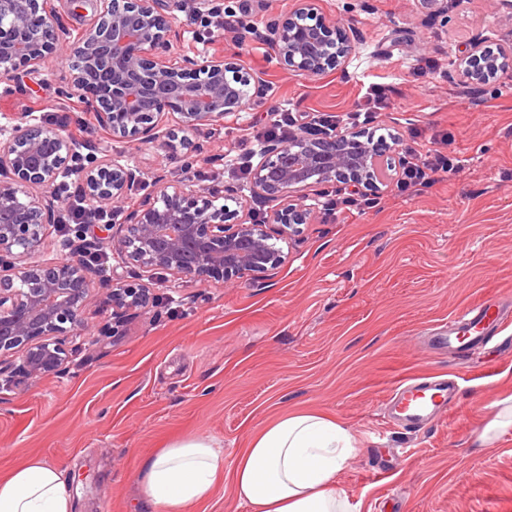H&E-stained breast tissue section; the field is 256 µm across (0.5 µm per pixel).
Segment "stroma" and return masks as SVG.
Here are the masks:
<instances>
[{"instance_id": "stroma-1", "label": "stroma", "mask_w": 512, "mask_h": 512, "mask_svg": "<svg viewBox=\"0 0 512 512\" xmlns=\"http://www.w3.org/2000/svg\"><path fill=\"white\" fill-rule=\"evenodd\" d=\"M74 41L94 0H51ZM241 11L255 33L201 42L200 24L176 13L175 56L238 58L268 87L246 120L225 116L191 132L172 116L169 145L112 140L91 125L79 163L129 158L151 178L196 173L213 189L248 179L226 166L243 128L269 123L270 109L344 117L368 87L391 90L378 118L385 133L420 152L440 150L460 170L432 187L378 192V206L315 205L286 263L226 285L182 279L148 310L112 325L108 285L94 281L84 317L92 341L73 347L63 368L36 380L0 373V477L34 458L69 469L75 512H138L141 462L166 441L197 434L224 453L213 498L194 512H248L233 497L231 470L250 436L277 416L310 409L358 439L339 475L353 512H512V431L493 448L472 442L491 403L512 389V324L469 357L428 337L471 304L512 298V95L498 80L460 82L455 61L478 39L512 42V0H320L327 19L350 30L355 50L341 70L318 77L280 68L262 35L292 0H211L210 11ZM69 50L45 67L0 83V128L30 112L72 131L85 108L69 96ZM456 379L447 413L420 430L394 426L385 406L397 381ZM384 469L377 477L376 469Z\"/></svg>"}]
</instances>
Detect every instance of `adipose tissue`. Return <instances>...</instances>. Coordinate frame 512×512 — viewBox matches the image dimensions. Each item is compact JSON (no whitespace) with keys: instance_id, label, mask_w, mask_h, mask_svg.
<instances>
[{"instance_id":"adipose-tissue-1","label":"adipose tissue","mask_w":512,"mask_h":512,"mask_svg":"<svg viewBox=\"0 0 512 512\" xmlns=\"http://www.w3.org/2000/svg\"><path fill=\"white\" fill-rule=\"evenodd\" d=\"M494 414L475 430L490 448L512 430V393L493 401ZM354 433L312 410L276 418L252 436L233 466L235 498L250 512H351L337 477L356 451ZM224 472L212 442L188 435L164 444L142 462L138 483L148 512H191L210 499ZM65 469L34 459L0 478V512H73Z\"/></svg>"}]
</instances>
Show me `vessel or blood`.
<instances>
[{
	"label": "vessel or blood",
	"instance_id": "vessel-or-blood-1",
	"mask_svg": "<svg viewBox=\"0 0 512 512\" xmlns=\"http://www.w3.org/2000/svg\"><path fill=\"white\" fill-rule=\"evenodd\" d=\"M508 319L498 300H487L467 307L456 320L449 322L446 345L462 344L468 348L487 344L488 336ZM456 397V388L449 382H407L396 387L387 404L401 417L405 427H420L437 410H448Z\"/></svg>",
	"mask_w": 512,
	"mask_h": 512
}]
</instances>
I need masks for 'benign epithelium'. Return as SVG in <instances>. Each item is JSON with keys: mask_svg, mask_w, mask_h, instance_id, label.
<instances>
[{"mask_svg": "<svg viewBox=\"0 0 512 512\" xmlns=\"http://www.w3.org/2000/svg\"><path fill=\"white\" fill-rule=\"evenodd\" d=\"M97 14L73 53L84 65L73 73L69 95L83 100L112 138L166 146L159 132L165 114L183 128L214 126L238 111L250 88L263 78L244 71L234 57L188 58L170 65L171 8L194 18L208 0H97ZM0 0V82L16 71L38 77L44 63L66 43L58 17L45 0ZM278 64L300 76L315 77L342 68L354 44L349 32L318 12L317 0H296L267 32ZM457 72L469 83H487L512 74V43L489 54L473 41L459 56ZM27 120L0 139V355L14 358V374L37 379L63 365L67 345L85 335L84 311L91 275L99 268L73 254L42 259L54 198L46 195L57 179L74 175L100 212H109L111 236L99 239L112 251V305L149 307L146 290L126 283L130 273H146L161 288L193 277L235 284L254 272L283 264L288 254L277 241L310 221L302 202L329 184L353 192L376 193L392 179L388 156L404 154L400 139L382 145L353 130L310 136L296 132L287 141L271 140L251 174V190L275 204L268 222L245 214L239 187L208 190L195 180L164 185L139 206L124 209L128 187L149 172L115 157L64 167L73 144L63 128ZM224 204H217L218 200ZM233 202L236 208L228 206ZM18 264H4V258Z\"/></svg>", "mask_w": 512, "mask_h": 512, "instance_id": "7a95c632", "label": "benign epithelium"}]
</instances>
